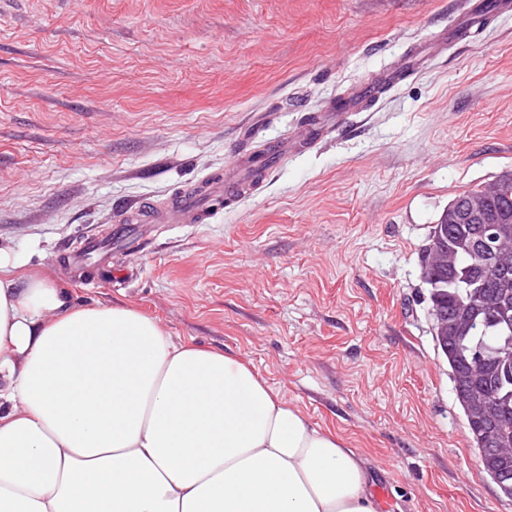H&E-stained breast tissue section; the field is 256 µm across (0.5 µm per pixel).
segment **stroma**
I'll list each match as a JSON object with an SVG mask.
<instances>
[{
	"label": "stroma",
	"mask_w": 512,
	"mask_h": 512,
	"mask_svg": "<svg viewBox=\"0 0 512 512\" xmlns=\"http://www.w3.org/2000/svg\"><path fill=\"white\" fill-rule=\"evenodd\" d=\"M458 0H0V252L77 303L137 308L247 363L367 460L377 512H512L431 333L420 250L456 195L512 171V17ZM431 58L303 141L309 118ZM195 224H146L132 277L64 259L131 207L285 138Z\"/></svg>",
	"instance_id": "obj_1"
}]
</instances>
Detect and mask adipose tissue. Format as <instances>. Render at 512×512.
Returning <instances> with one entry per match:
<instances>
[{
    "instance_id": "obj_1",
    "label": "adipose tissue",
    "mask_w": 512,
    "mask_h": 512,
    "mask_svg": "<svg viewBox=\"0 0 512 512\" xmlns=\"http://www.w3.org/2000/svg\"><path fill=\"white\" fill-rule=\"evenodd\" d=\"M0 512H375L362 457L249 366L0 260Z\"/></svg>"
}]
</instances>
